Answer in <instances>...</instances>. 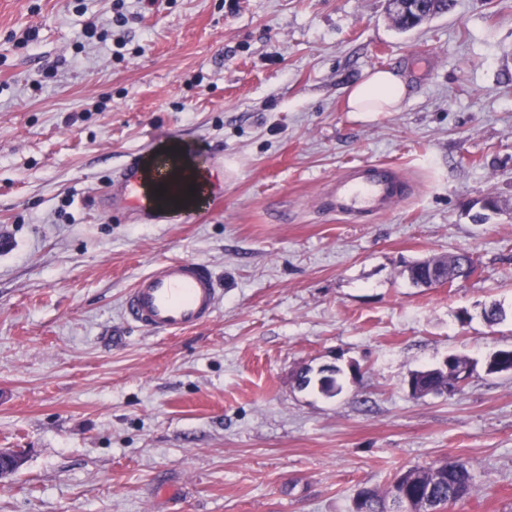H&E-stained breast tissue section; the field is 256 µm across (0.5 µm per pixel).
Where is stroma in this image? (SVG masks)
I'll list each match as a JSON object with an SVG mask.
<instances>
[{"instance_id": "stroma-1", "label": "stroma", "mask_w": 512, "mask_h": 512, "mask_svg": "<svg viewBox=\"0 0 512 512\" xmlns=\"http://www.w3.org/2000/svg\"><path fill=\"white\" fill-rule=\"evenodd\" d=\"M113 2L0 0V448L23 457L0 512H352L457 457L473 484L446 512H512V373L487 370L512 349V0L408 32L388 0H125L122 29ZM89 18L122 56L78 46ZM377 68L402 108L348 111ZM170 142L210 193L131 204L116 172ZM374 162L406 184L389 212L324 205ZM464 250L468 279L406 277ZM171 259L210 267L218 308L157 337L122 300ZM451 354L462 391L412 397ZM334 368L339 394L300 387Z\"/></svg>"}]
</instances>
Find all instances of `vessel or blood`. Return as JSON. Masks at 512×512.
I'll return each mask as SVG.
<instances>
[{
    "label": "vessel or blood",
    "mask_w": 512,
    "mask_h": 512,
    "mask_svg": "<svg viewBox=\"0 0 512 512\" xmlns=\"http://www.w3.org/2000/svg\"><path fill=\"white\" fill-rule=\"evenodd\" d=\"M118 182L130 202L141 197L142 177L134 168L123 170ZM404 194L396 169L374 163L337 177L332 187L333 209L354 217L386 213ZM219 288L211 270L191 259L157 262L129 288L123 314L130 324L166 337L211 321Z\"/></svg>",
    "instance_id": "b4317fda"
}]
</instances>
